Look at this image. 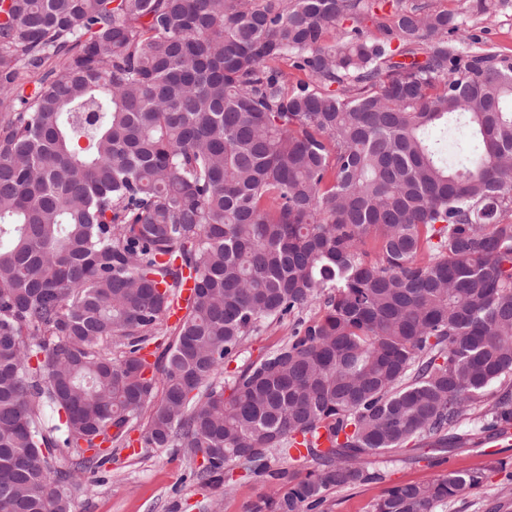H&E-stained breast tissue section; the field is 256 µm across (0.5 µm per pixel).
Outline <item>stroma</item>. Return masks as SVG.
Instances as JSON below:
<instances>
[{
    "mask_svg": "<svg viewBox=\"0 0 512 512\" xmlns=\"http://www.w3.org/2000/svg\"><path fill=\"white\" fill-rule=\"evenodd\" d=\"M468 25L485 45L512 54V0L494 14L469 17ZM319 311V305H312L301 316L285 317L247 337L238 355L225 363V375L262 358L290 335L298 318ZM129 437V447L114 449L102 471L84 473L71 512H249L275 486L271 478L249 476L238 468L228 472V485H202L191 473L185 449L141 447L136 430ZM370 467L379 472V480L331 490L316 512H371L391 487L426 482L451 471L480 472L484 481L449 501L447 512H512L507 493L512 486V442L468 445L443 457L427 449L407 450L372 457Z\"/></svg>",
    "mask_w": 512,
    "mask_h": 512,
    "instance_id": "obj_1",
    "label": "stroma"
}]
</instances>
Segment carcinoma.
Here are the masks:
<instances>
[{"label": "carcinoma", "instance_id": "obj_1", "mask_svg": "<svg viewBox=\"0 0 512 512\" xmlns=\"http://www.w3.org/2000/svg\"><path fill=\"white\" fill-rule=\"evenodd\" d=\"M319 299L223 377L247 336ZM511 384L512 54L465 16L0 0V512H71L135 429L202 451V483L284 480L253 512H312L380 479L373 456L461 447L471 417L511 426ZM479 483L397 485L372 512H445Z\"/></svg>", "mask_w": 512, "mask_h": 512}]
</instances>
